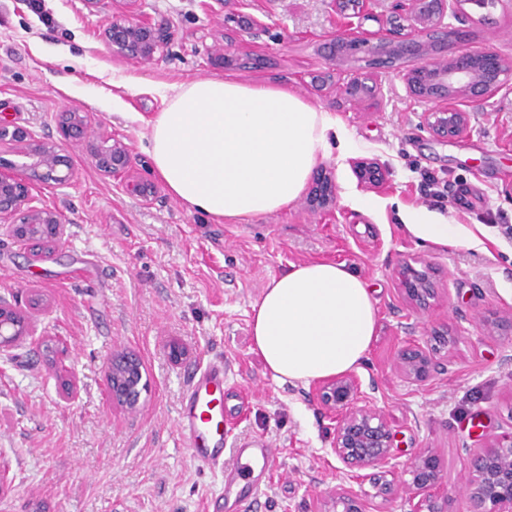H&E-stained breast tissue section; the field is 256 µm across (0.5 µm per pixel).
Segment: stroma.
Returning a JSON list of instances; mask_svg holds the SVG:
<instances>
[{
	"mask_svg": "<svg viewBox=\"0 0 512 512\" xmlns=\"http://www.w3.org/2000/svg\"><path fill=\"white\" fill-rule=\"evenodd\" d=\"M0 0V118L33 138L58 142L71 156L73 182L37 189L65 224V242L36 262L0 234V296L33 321L36 336L0 350V512H318L322 493L340 483L344 465L330 452L335 422L309 384L275 380L252 345L251 313L266 283L289 264H345L373 290L377 328L356 369L359 402L381 409L396 435L398 468L423 448L443 460L441 491L450 512H467L466 449L512 426V87L467 102L466 129L441 140L422 125L428 102L410 96L398 71L379 76L366 103H339L340 87L360 76L342 63L334 80L323 44L337 31L332 0H240L241 16L262 27L236 31L261 56L258 68L219 63L208 52L224 28L222 0H140L141 19L165 22L174 39L143 63L111 54L101 33L119 0ZM467 35V49L512 57V0H461L445 18ZM231 77L287 87L336 118L354 143L323 162L336 178V204L288 208L241 224L217 223L159 186L148 203L120 180L101 176L87 143L62 140L57 114L91 113L97 131L123 137L135 174L155 178L142 135L174 85ZM377 160L381 188L359 187L352 163ZM468 191L449 204L458 224L484 225L482 246L435 245L413 238L401 212L434 203L423 174ZM370 204H354L357 196ZM433 273L437 296L417 311L402 297L403 267ZM450 335L449 370L413 383L394 369L406 344ZM144 367L140 403L114 404L105 369L113 355ZM229 366L224 413L233 441L268 439L277 453L257 496L224 481L223 467L192 460L175 419L198 365ZM483 415L485 428L473 422Z\"/></svg>",
	"mask_w": 512,
	"mask_h": 512,
	"instance_id": "stroma-1",
	"label": "stroma"
}]
</instances>
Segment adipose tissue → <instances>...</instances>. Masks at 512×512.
<instances>
[{
    "label": "adipose tissue",
    "mask_w": 512,
    "mask_h": 512,
    "mask_svg": "<svg viewBox=\"0 0 512 512\" xmlns=\"http://www.w3.org/2000/svg\"><path fill=\"white\" fill-rule=\"evenodd\" d=\"M144 137L170 194L231 224L286 209L325 159L330 140L349 145L327 112L288 88L212 77L175 86ZM403 220L423 242L481 244L473 229L424 208L405 211ZM376 326L368 283L336 263L290 264L252 307L253 347L282 382L354 369Z\"/></svg>",
    "instance_id": "adipose-tissue-1"
}]
</instances>
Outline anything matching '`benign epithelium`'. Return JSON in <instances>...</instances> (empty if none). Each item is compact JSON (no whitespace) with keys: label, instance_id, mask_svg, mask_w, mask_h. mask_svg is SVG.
<instances>
[{"label":"benign epithelium","instance_id":"1","mask_svg":"<svg viewBox=\"0 0 512 512\" xmlns=\"http://www.w3.org/2000/svg\"><path fill=\"white\" fill-rule=\"evenodd\" d=\"M124 10L112 17L103 30L102 40L112 53L150 62L173 39L170 26L136 17L139 0H121ZM459 0H396L381 32L373 37L353 32L337 34L324 44L328 60L342 62L345 57L362 56L371 69L391 67L406 60L403 80L416 98L435 104L424 114L423 125L439 138L460 135L468 125L469 112L458 106L448 107L451 100L469 101L489 97L512 76V60L492 49L458 52L440 61L428 58L448 48V38L459 35L443 25L445 15ZM374 85L363 76L347 82L341 96L357 103L373 95ZM92 116L88 112L65 108L58 113L63 137L84 138ZM15 143L13 155L18 162L0 157V232L25 244L36 260L50 257L63 240V222L59 213L47 206L35 205L33 191L42 185H63L75 177L70 157L52 141H38L28 133L0 124V141ZM90 161L105 178L124 180L134 197L151 200L157 185L148 178L132 173L129 147L120 138L100 136L90 145ZM353 171L358 184L377 189L384 184L386 171L375 161L360 159ZM336 199V182L332 173L320 170L314 175L307 196L313 211L331 206ZM415 268L408 264L400 278L401 292L407 303L417 310L426 308L434 292L426 274L413 278ZM33 326L17 306L0 299V348L13 345L23 336H31ZM139 364L138 359L121 353L107 366L106 381L112 401L119 405L136 404L139 396L117 391L120 373L117 364ZM394 368L411 382H425L439 368L434 356L420 344L398 350ZM361 383L357 374L322 379L314 392L320 402L338 415L330 452L346 468L350 480L368 478L376 489L375 496L387 501L406 496L408 512H448V499L438 496L442 481V462L434 448H422L406 468L407 478H391L395 467V433L384 413L373 405L355 406ZM469 476L465 485L469 512H512V430L505 431L486 446L467 449ZM368 499L340 482L326 489L319 512H370Z\"/></svg>","mask_w":512,"mask_h":512}]
</instances>
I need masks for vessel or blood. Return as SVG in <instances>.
Returning a JSON list of instances; mask_svg holds the SVG:
<instances>
[{"instance_id":"1","label":"vessel or blood","mask_w":512,"mask_h":512,"mask_svg":"<svg viewBox=\"0 0 512 512\" xmlns=\"http://www.w3.org/2000/svg\"><path fill=\"white\" fill-rule=\"evenodd\" d=\"M227 367L223 359L210 360L191 374L183 391L176 418L178 437L195 461L217 467L224 463V450L231 434L224 417V382ZM274 456L268 440L254 438L238 444L234 470L254 492L262 490V476Z\"/></svg>"}]
</instances>
